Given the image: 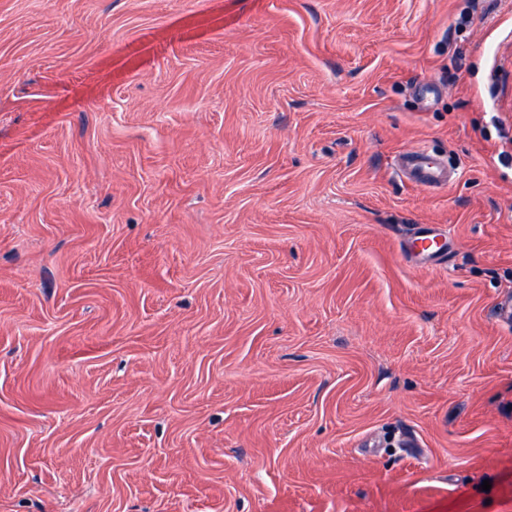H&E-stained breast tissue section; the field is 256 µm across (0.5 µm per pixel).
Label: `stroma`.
Wrapping results in <instances>:
<instances>
[{"instance_id":"obj_1","label":"stroma","mask_w":512,"mask_h":512,"mask_svg":"<svg viewBox=\"0 0 512 512\" xmlns=\"http://www.w3.org/2000/svg\"><path fill=\"white\" fill-rule=\"evenodd\" d=\"M505 303L512 0H0V512H512ZM398 169L416 185L429 189H442L448 185L447 165L441 160H431L423 151L402 155ZM447 234L432 224H411L403 247L412 261L420 264L437 263L448 254Z\"/></svg>"}]
</instances>
